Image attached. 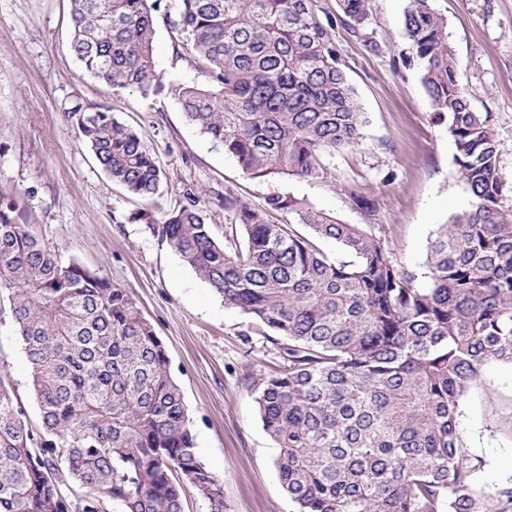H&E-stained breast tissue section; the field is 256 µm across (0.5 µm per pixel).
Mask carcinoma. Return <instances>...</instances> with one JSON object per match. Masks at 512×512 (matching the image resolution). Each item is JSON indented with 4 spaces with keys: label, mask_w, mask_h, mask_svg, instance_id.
<instances>
[{
    "label": "carcinoma",
    "mask_w": 512,
    "mask_h": 512,
    "mask_svg": "<svg viewBox=\"0 0 512 512\" xmlns=\"http://www.w3.org/2000/svg\"><path fill=\"white\" fill-rule=\"evenodd\" d=\"M159 2L72 0L83 72L145 96L157 88ZM340 8L364 37L370 0ZM335 24L317 18L314 0H179L176 40L203 76L177 90L187 120L252 179H328L324 156L358 145L367 124ZM403 25L471 197L429 239L423 273L364 225L289 193L258 205L224 191L222 242L191 195L160 221L148 211L135 219L279 348L256 403L296 512H512V476L480 485L485 462L459 424L484 368L512 365V210L500 204L496 134L460 84L431 0H408ZM72 114L112 182L135 197L158 192L163 173L132 126L102 106ZM0 295L41 412L34 431L0 389V512H107L114 502L120 512H183L187 484L208 512H226L153 324L125 289L61 262L2 195Z\"/></svg>",
    "instance_id": "cac0c4a2"
}]
</instances>
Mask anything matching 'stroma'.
Returning <instances> with one entry per match:
<instances>
[{
    "instance_id": "stroma-1",
    "label": "stroma",
    "mask_w": 512,
    "mask_h": 512,
    "mask_svg": "<svg viewBox=\"0 0 512 512\" xmlns=\"http://www.w3.org/2000/svg\"><path fill=\"white\" fill-rule=\"evenodd\" d=\"M406 5L371 0L368 36L380 47L376 53L336 25V48L369 121L358 146L325 157L330 181L307 182L248 178L187 121L175 89L201 75L172 32L178 0H161L154 13L163 88L149 95L81 71L70 49V0H0V194L17 200L25 223L62 262H79L125 288L154 325L183 392L196 450L224 485L227 512H295L255 402L276 349L134 215L149 210L162 217L191 193L220 238L228 222L225 190L257 204L290 193L345 223L369 225L402 265L420 268L431 235L467 210L470 197L411 58ZM432 6L448 21L459 80L473 107L491 116L501 205L512 209V0H432ZM78 104L110 107L139 131L164 174L157 195L137 199L112 184L80 142L70 116ZM346 185L378 200L377 210L357 209L342 192ZM28 379L20 338L10 321L0 320V385L35 429L41 416ZM460 423L469 448L485 460L479 482L490 487L512 475L511 366L485 368L462 401Z\"/></svg>"
}]
</instances>
